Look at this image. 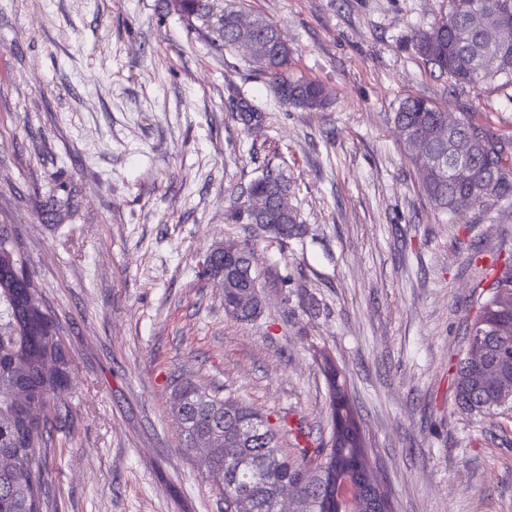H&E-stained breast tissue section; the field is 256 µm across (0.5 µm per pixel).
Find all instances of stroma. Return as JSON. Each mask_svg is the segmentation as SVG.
<instances>
[{
  "mask_svg": "<svg viewBox=\"0 0 512 512\" xmlns=\"http://www.w3.org/2000/svg\"><path fill=\"white\" fill-rule=\"evenodd\" d=\"M236 2L332 89L325 111L280 105L244 51L162 0H0V225L70 357L44 512H222L182 448L177 384L285 425L294 455L328 439L321 352L393 512H512V417L461 410L448 373L486 268L512 256V205L436 210L389 119L418 95L511 134L512 86L457 85L415 55L411 32L448 0ZM269 172L301 226L283 241L238 215ZM243 240L261 283L248 322L202 274Z\"/></svg>",
  "mask_w": 512,
  "mask_h": 512,
  "instance_id": "1",
  "label": "stroma"
}]
</instances>
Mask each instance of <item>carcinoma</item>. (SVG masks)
I'll return each instance as SVG.
<instances>
[{"mask_svg": "<svg viewBox=\"0 0 512 512\" xmlns=\"http://www.w3.org/2000/svg\"><path fill=\"white\" fill-rule=\"evenodd\" d=\"M190 31L206 30L213 44L232 48L251 44L257 71L277 100L286 107L322 112L330 105V91L293 71L292 49L280 41L276 26L256 17L240 25V11L219 0H164ZM497 15L504 29L490 34L486 19ZM415 54L458 85H476L495 79L512 84V0H448L447 9L425 28L410 36ZM495 57L487 69L481 61ZM448 113L424 96L404 98L394 112V124L405 151L420 174L421 188L435 208L453 213L466 203L481 212L512 202V139L496 135L465 112L446 139L437 136ZM285 177L268 173L247 188L246 220L262 226L275 238L297 231V217L281 211L277 199L287 193ZM7 226L0 225V512H42L52 474L48 455L52 428L67 377L68 358L59 343L55 323L43 305L33 277ZM228 266L235 287L224 289V311L250 321L261 312L260 302L240 306L238 297L258 288L253 270V248L239 244L238 252L214 268ZM499 359L502 375L512 379V269L488 284V295L468 327L465 355L451 364L459 407L491 413L507 410L496 403L495 390L480 384L476 375L483 364ZM327 385L330 438L337 450L301 448L292 458L278 445V428L257 411L217 392L192 383L177 389L176 416L184 448L204 446L214 463L227 467L226 486L219 491L224 512H240L246 499L249 512H274L281 485L297 483L304 494L298 512H322L330 481L368 456L362 435L356 432L358 413L346 383L338 378L336 363L322 356ZM253 424L260 434L240 444L238 424ZM385 491L369 488L350 505V512H386Z\"/></svg>", "mask_w": 512, "mask_h": 512, "instance_id": "1", "label": "carcinoma"}]
</instances>
